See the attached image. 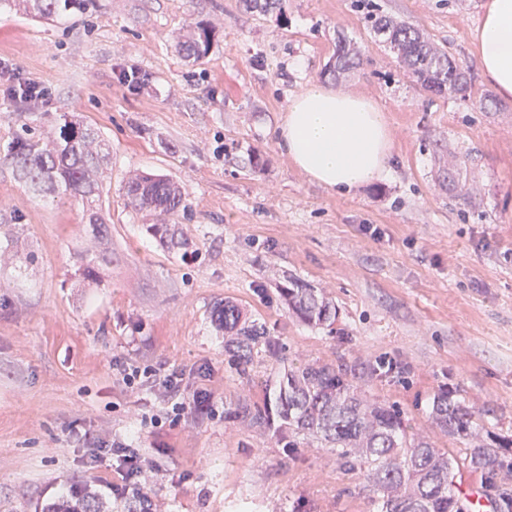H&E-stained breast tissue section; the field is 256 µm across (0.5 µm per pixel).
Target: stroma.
I'll use <instances>...</instances> for the list:
<instances>
[{"label": "stroma", "mask_w": 512, "mask_h": 512, "mask_svg": "<svg viewBox=\"0 0 512 512\" xmlns=\"http://www.w3.org/2000/svg\"><path fill=\"white\" fill-rule=\"evenodd\" d=\"M474 72L470 98L425 91L404 75L354 0H99L51 22L0 11V62L45 90L25 103L0 90V144L21 112L94 127L109 154L100 214L112 263L79 276L98 240L81 201L43 196L0 161V225L15 226L22 264L0 261V512H44L77 494L101 512H132L100 441L145 461L158 512H377L360 471L320 444L285 448L235 418L262 401L277 368L255 356L240 378L210 318L230 298L264 322L289 363L347 368L369 398L404 413L408 435L456 447L429 411L445 391L512 439V102L478 70L486 0H375ZM204 25L208 54L178 40ZM362 64L329 69L339 38ZM366 95L385 113V176L342 194L311 182L272 131L311 84ZM180 186L187 255L167 250L154 219L128 205L130 175ZM294 278L336 308L312 326L280 294ZM182 374L180 400L138 391L115 362ZM211 409L198 414L197 393Z\"/></svg>", "instance_id": "stroma-1"}]
</instances>
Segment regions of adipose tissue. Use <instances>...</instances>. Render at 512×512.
Segmentation results:
<instances>
[{
    "instance_id": "obj_1",
    "label": "adipose tissue",
    "mask_w": 512,
    "mask_h": 512,
    "mask_svg": "<svg viewBox=\"0 0 512 512\" xmlns=\"http://www.w3.org/2000/svg\"><path fill=\"white\" fill-rule=\"evenodd\" d=\"M484 80L512 99V0H487L475 30ZM278 147L312 181L341 193L382 178L392 133L370 97L313 85L296 95L276 127Z\"/></svg>"
}]
</instances>
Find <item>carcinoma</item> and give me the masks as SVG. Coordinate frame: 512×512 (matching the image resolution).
Returning <instances> with one entry per match:
<instances>
[{
	"mask_svg": "<svg viewBox=\"0 0 512 512\" xmlns=\"http://www.w3.org/2000/svg\"><path fill=\"white\" fill-rule=\"evenodd\" d=\"M16 11L45 20H58L70 12L86 13L96 0H0ZM364 19L373 33L389 45L405 72L424 89L435 94L466 99L473 77L470 70L437 48L423 32L379 12L371 0H359ZM212 32L202 26L191 27L181 41V50L196 60L210 49ZM360 65L359 53L351 43H336V77ZM58 137L50 144L39 134L40 120L27 112L14 137L5 145L4 162L12 165L30 187L53 197L69 196L87 205L89 224L97 237H105L102 221L94 211L100 199L98 174L102 156L99 136L91 127L63 114ZM130 205L138 211L153 213L159 222L150 230L169 249H183L187 238L177 219L185 212L180 188L158 175H132L125 183ZM111 262V254L102 248L92 263L78 268L85 278L96 276V268ZM289 306L303 321L324 325L336 317V308L323 293L297 280L280 287ZM214 325L224 332V352L236 363L237 373L249 376L254 355L281 365L276 380L267 386L262 402L241 403L236 417L251 426L269 427L277 419L278 432L288 434V447L295 437L336 449V456L362 470L374 494L379 512H464L454 482V473L462 467L480 471L493 479L504 467L503 445L481 443L456 455L436 448L421 438L406 433L403 413L394 405L377 403L358 393L339 370L328 365L293 368L286 365L277 344L267 336L264 323L253 319L232 300H220L211 308ZM432 418L448 436L470 441L479 438L484 425L476 413L446 391L434 396ZM51 512H96L86 497L66 500Z\"/></svg>",
	"mask_w": 512,
	"mask_h": 512,
	"instance_id": "1",
	"label": "carcinoma"
}]
</instances>
